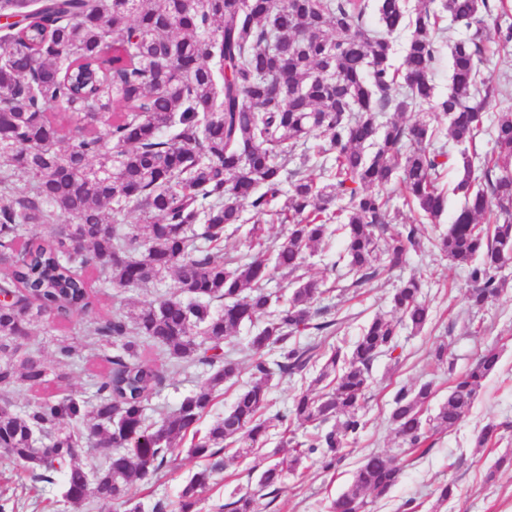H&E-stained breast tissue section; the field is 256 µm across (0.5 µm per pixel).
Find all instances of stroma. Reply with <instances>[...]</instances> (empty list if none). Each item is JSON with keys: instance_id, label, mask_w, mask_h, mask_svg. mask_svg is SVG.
Masks as SVG:
<instances>
[{"instance_id": "35a3bbf8", "label": "stroma", "mask_w": 512, "mask_h": 512, "mask_svg": "<svg viewBox=\"0 0 512 512\" xmlns=\"http://www.w3.org/2000/svg\"><path fill=\"white\" fill-rule=\"evenodd\" d=\"M489 57L485 73L504 84L505 89L484 115L488 125L500 112L512 110V46L491 48ZM281 205V199L277 198L270 203L269 213L258 215L252 210H244L246 227L225 239L224 256L246 251V228L257 222L267 226L271 240L282 242L288 227L273 222L270 217L271 211ZM391 206L390 229H399L403 224L419 225L427 239L426 244L411 252L401 268L360 287L332 293L325 303L330 306L332 315L345 317L340 337L350 343L358 336L360 327L375 314L389 312L388 298L400 279L419 273L427 281L424 293L432 308L433 319L420 335L402 332L400 363H393L385 356L375 361L372 369L374 384L364 408L367 425L357 444L334 470L326 471L318 462L306 461L303 469L288 476L280 486L277 498L272 500L259 495L257 481L261 469L281 456L282 431L274 429L262 449L228 464L218 484L202 494L196 512H221L222 504L244 493L255 495L258 512H326L329 502L349 485L356 468L369 452L378 448H398L399 441L388 424V415L390 402L400 386L431 379L438 385L437 402L446 400L448 370L446 365L436 364L428 355L432 343L445 335L451 338L448 360L456 369L469 367L480 351L492 343L501 351L499 369L485 381L470 412L457 429L436 435L433 448L426 454L400 455L403 468L400 483L388 495L369 499L366 512H399L401 504L410 499L420 503L422 512H431L437 489L446 482L455 483L457 494L449 499L441 512H512V468L501 470L494 481L485 479L500 455L512 453V265L501 271L502 279L507 282L504 294L481 310L470 309L466 271L450 263L430 245L429 239L435 236V229L405 207L400 197H393ZM177 292L178 284L171 276L141 288L121 290L104 286L98 292L95 313L104 317L119 305L139 306ZM201 381L200 372L192 369L166 373L159 394L151 402L152 407H175L194 392ZM490 422L501 426L503 439L500 445L475 447V436ZM196 468L195 460L182 455L165 468L160 477L134 486L133 496L139 512H153L155 503L161 499L175 502L185 479ZM31 483V478L19 464L0 456V498H11L14 487L19 485L28 488L14 512H68L54 492L33 490Z\"/></svg>"}]
</instances>
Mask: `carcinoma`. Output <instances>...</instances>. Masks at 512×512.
Segmentation results:
<instances>
[{
  "instance_id": "1",
  "label": "carcinoma",
  "mask_w": 512,
  "mask_h": 512,
  "mask_svg": "<svg viewBox=\"0 0 512 512\" xmlns=\"http://www.w3.org/2000/svg\"><path fill=\"white\" fill-rule=\"evenodd\" d=\"M441 7L465 33L453 41L451 86L439 97L432 69L451 36L426 3L0 0V12L16 18L0 31V293L11 298L0 306V449L34 482L58 487L70 512H87L93 500L138 512L134 483L183 453L202 464L185 481L176 512H195L224 469L226 446L245 458L268 440L263 412L276 379L314 372L322 389L294 396L286 418L303 432L283 434L290 451L261 470L260 489L275 492L313 457L333 470L357 443L374 360L395 357L400 331L419 335L431 320L425 281L404 279L391 295L392 315L374 316L350 347L332 341L342 320L327 318L322 301L401 266L421 247L414 224L384 236L387 186L402 173L405 204L437 221L448 204L442 173L452 162L434 148L439 129L384 125L380 113L427 106L459 146L490 136L494 150L482 169L460 152L452 192L462 203L431 244L466 270L471 308L501 295L498 270L512 262V111L484 127L502 86L483 76V66L491 40L512 43V22L506 6L494 12L489 0ZM401 32L396 65L391 36ZM56 104L66 111H51ZM72 123L79 135L67 143L63 131ZM312 137L321 143L310 152L304 145ZM311 167L322 185L307 175ZM285 184L278 220L288 237L269 244L264 225L253 224L248 250L224 259V238L241 227L242 207L266 211ZM131 202L144 223L122 222ZM42 224L54 226L50 236L33 233ZM334 232L344 252L324 288L298 271ZM197 238L206 245H195ZM89 271L120 289L172 273L184 297L93 320L86 347L106 371L90 395H47L14 411V390L39 392L83 371L74 342L56 340L53 372L29 338L37 323L93 313ZM274 271L293 284L277 306L267 290ZM246 325L255 328L243 350L252 381L201 436L204 414L239 376V359L224 342ZM147 346L161 348L174 369L203 368L198 390L155 422L148 410L164 376L143 357ZM500 358L490 346L467 369L448 367V398L428 416L434 382L401 386L389 422L404 452L453 431ZM499 441V426L488 423L474 445ZM40 444L54 455H41ZM103 444L111 450L87 464ZM400 474L391 451L369 453L329 512H364L367 496L386 495Z\"/></svg>"
}]
</instances>
